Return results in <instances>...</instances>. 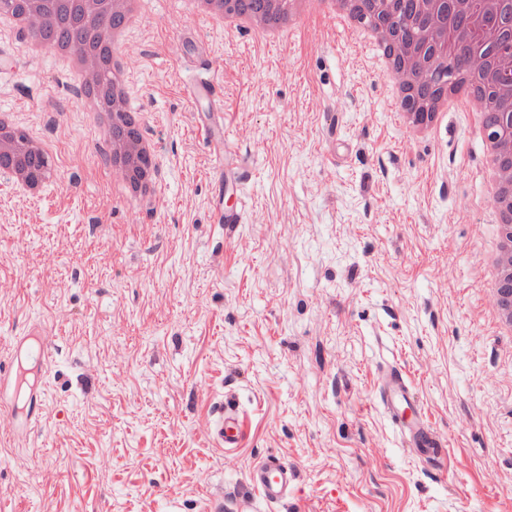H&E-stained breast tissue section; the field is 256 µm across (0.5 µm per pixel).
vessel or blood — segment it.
<instances>
[{
    "label": "vessel or blood",
    "mask_w": 512,
    "mask_h": 512,
    "mask_svg": "<svg viewBox=\"0 0 512 512\" xmlns=\"http://www.w3.org/2000/svg\"><path fill=\"white\" fill-rule=\"evenodd\" d=\"M187 96L194 107L222 104L221 85L213 68H206L204 76L190 81ZM200 132L214 155L224 163L238 159L237 148L224 136L223 119L209 118L200 122ZM14 360H27L39 373H47L52 364V339L49 329L32 327L14 344ZM20 377L13 366L0 365V416L7 417L14 432L27 430L37 421L41 401L37 392H30L25 415L13 408V396ZM376 404L389 418L400 440V445L414 455L437 459L444 454V444L429 424L409 375L395 364L385 365L380 374ZM214 438L225 453L241 448L246 435V417L240 411L233 394H225L212 410ZM296 467L273 456L260 458L248 475L249 490L245 493L229 492L224 502L213 504V512H223L225 503L235 505V512H250L251 495H259L271 504L287 500L297 480Z\"/></svg>",
    "instance_id": "obj_1"
}]
</instances>
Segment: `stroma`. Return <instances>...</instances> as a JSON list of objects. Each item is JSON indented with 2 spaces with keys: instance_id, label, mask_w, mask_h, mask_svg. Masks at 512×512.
Instances as JSON below:
<instances>
[{
  "instance_id": "obj_1",
  "label": "stroma",
  "mask_w": 512,
  "mask_h": 512,
  "mask_svg": "<svg viewBox=\"0 0 512 512\" xmlns=\"http://www.w3.org/2000/svg\"><path fill=\"white\" fill-rule=\"evenodd\" d=\"M123 51L158 154L149 204L114 202L74 86L0 28V112L54 154L40 200L0 179V362L30 326L55 334L38 424L0 419V512H200L266 454L299 480L254 512H512V338L480 288L491 206L468 115L411 138L373 50L323 21L266 45L148 0ZM205 62L252 173L221 200L185 96ZM239 200L245 223H213ZM385 363L446 460L401 448L375 403ZM228 383L247 416L231 457L210 417Z\"/></svg>"
}]
</instances>
